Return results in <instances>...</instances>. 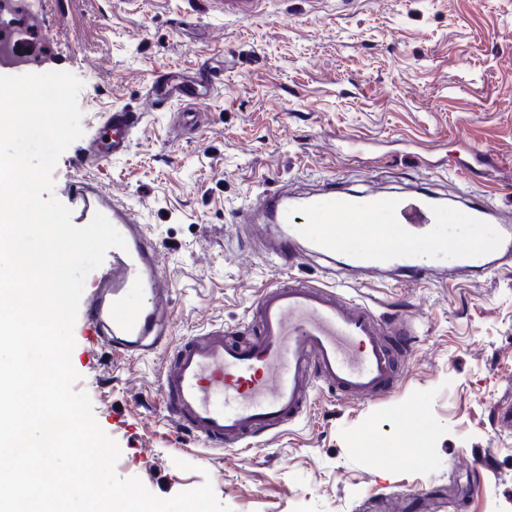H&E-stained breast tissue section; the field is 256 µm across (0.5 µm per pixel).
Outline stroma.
I'll use <instances>...</instances> for the list:
<instances>
[{
  "label": "stroma",
  "mask_w": 512,
  "mask_h": 512,
  "mask_svg": "<svg viewBox=\"0 0 512 512\" xmlns=\"http://www.w3.org/2000/svg\"><path fill=\"white\" fill-rule=\"evenodd\" d=\"M32 73L83 82L84 132L144 109L127 152L94 173L148 224L170 284L171 345L144 358L74 328L77 390L120 447L119 477L169 498L211 481L231 512H512V272L355 284L412 319L399 385L362 402L319 388L287 431L210 449L159 409L175 347L213 326L243 338L264 287L324 281L322 263L267 258L241 218L271 187L320 184L484 195L512 214V0H41ZM221 78L189 109L145 97L156 76ZM193 112L185 122L184 112ZM384 443L387 454L368 452ZM191 463L184 471L175 459Z\"/></svg>",
  "instance_id": "1"
}]
</instances>
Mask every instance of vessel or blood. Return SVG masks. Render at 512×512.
I'll use <instances>...</instances> for the list:
<instances>
[{
  "label": "vessel or blood",
  "instance_id": "vessel-or-blood-1",
  "mask_svg": "<svg viewBox=\"0 0 512 512\" xmlns=\"http://www.w3.org/2000/svg\"><path fill=\"white\" fill-rule=\"evenodd\" d=\"M139 121V113L125 107L105 113L76 157L81 175L68 188L75 223L103 213L127 243L126 250L107 252L84 310L92 345L111 347L120 358L148 356L169 335L170 287L160 272L157 243L148 226L90 175L110 155L127 151ZM261 213L281 227L268 249L283 261L303 257L307 239L315 253L341 259L363 275L386 269L399 284L429 281L435 273L429 255L410 242L424 228L448 225L467 229L455 240L457 269L512 270V219L485 202L459 208L424 191L326 187L298 206L285 192H267ZM385 223L400 225L401 236L371 249L370 239ZM138 292L146 301H135ZM253 314L256 336L228 338L215 326L179 347L161 376L164 412L176 429L205 445L247 453L254 438L295 423L317 383L357 399L380 400L393 392L390 338L408 335L406 323L392 322L327 284L296 280L262 290Z\"/></svg>",
  "mask_w": 512,
  "mask_h": 512
}]
</instances>
